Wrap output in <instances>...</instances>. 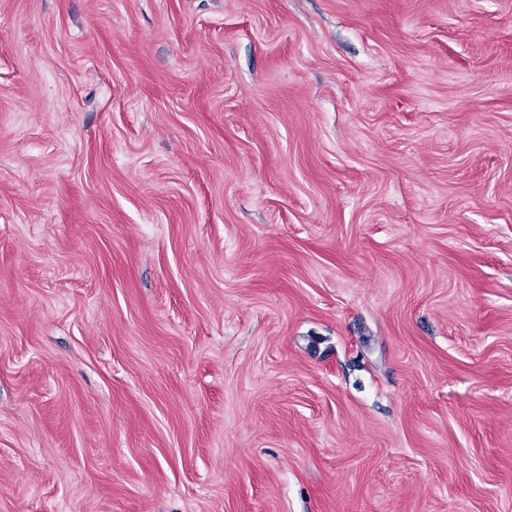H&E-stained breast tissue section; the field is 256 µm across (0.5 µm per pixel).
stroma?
<instances>
[{"label": "stroma", "instance_id": "1", "mask_svg": "<svg viewBox=\"0 0 512 512\" xmlns=\"http://www.w3.org/2000/svg\"><path fill=\"white\" fill-rule=\"evenodd\" d=\"M0 512H512V0H0Z\"/></svg>", "mask_w": 512, "mask_h": 512}]
</instances>
